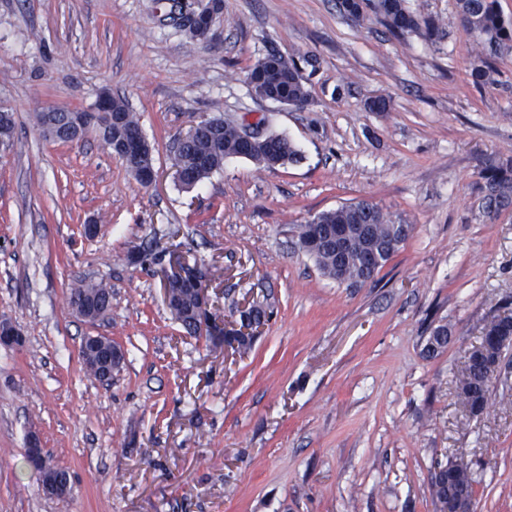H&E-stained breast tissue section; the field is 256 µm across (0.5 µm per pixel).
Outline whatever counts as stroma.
I'll list each match as a JSON object with an SVG mask.
<instances>
[{
    "label": "stroma",
    "instance_id": "35a3bbf8",
    "mask_svg": "<svg viewBox=\"0 0 512 512\" xmlns=\"http://www.w3.org/2000/svg\"><path fill=\"white\" fill-rule=\"evenodd\" d=\"M433 36H392L336 0H224L206 38L166 0H0V512H435L436 462L470 461L474 512H512V349L491 405L456 398L467 351L512 315V208L482 211L481 162L512 156V53L475 84L483 55L457 0H407ZM295 60L302 108L256 97L247 73L269 51ZM124 97L155 150L141 185L95 137L43 138L46 107L93 111ZM389 100L373 112L370 100ZM213 116L294 141L304 159L245 158L197 188L176 185L172 146ZM368 200L413 232L369 282L320 274L293 229ZM95 225L85 237L86 225ZM190 254L214 312L251 294L275 315L244 355L185 336L137 248ZM83 278L112 288L105 320L68 304ZM448 328L436 356L431 326ZM124 354L110 384L85 373L84 337ZM70 474L59 499L27 440Z\"/></svg>",
    "mask_w": 512,
    "mask_h": 512
}]
</instances>
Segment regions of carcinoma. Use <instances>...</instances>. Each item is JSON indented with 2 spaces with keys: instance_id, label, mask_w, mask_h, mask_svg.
<instances>
[{
  "instance_id": "obj_1",
  "label": "carcinoma",
  "mask_w": 512,
  "mask_h": 512,
  "mask_svg": "<svg viewBox=\"0 0 512 512\" xmlns=\"http://www.w3.org/2000/svg\"><path fill=\"white\" fill-rule=\"evenodd\" d=\"M364 0H336V7L344 16L358 20L362 16ZM465 27L488 47L490 54L512 51V20L505 18L497 0H457ZM369 6L382 16L394 36L416 32L429 22L421 21L406 6L405 0H371ZM248 84L255 96L262 99L284 101L294 106L308 103L310 93L303 82L300 69L293 60L271 51L257 60L248 72ZM112 114L120 116V122H105L92 128L90 134L112 150V142L135 138L140 129L135 114L119 97H109ZM240 126L225 122L212 127L200 121L195 130L178 140L173 152V166L181 169L186 180L180 183L184 189H192L224 169V162L233 157H244L266 168L298 163L303 159L297 147L283 135H272L265 144L246 146L240 138ZM484 180L485 195L482 209L489 216L512 206V157L497 155L484 158L480 172ZM357 224L369 225L370 234L361 236L355 229ZM341 229L349 234L353 243L345 263L344 279L350 286L356 285L370 274L365 255L376 251L380 257L378 267H383L409 238L412 225L402 219L387 216L376 204L358 201L324 211L310 221L300 224L296 230V246L310 256L321 274L336 278V252L330 235ZM176 298L170 313L180 324L183 332L196 339L205 337L216 345L223 330L216 326H202L195 293L185 288L172 289ZM70 306L83 313L88 304L98 306L104 316L112 307V290L102 281L82 280L70 289ZM512 332L509 325L492 329L481 349L474 351L466 360L458 377L456 398L471 414L484 412L489 405L491 380L485 370L495 361L497 352L494 337ZM448 344V328L439 325L431 329L425 351L436 354ZM431 482V496L435 507L448 504V496L456 495L459 488L473 489L475 478L471 466L466 462L450 465L438 462Z\"/></svg>"
}]
</instances>
